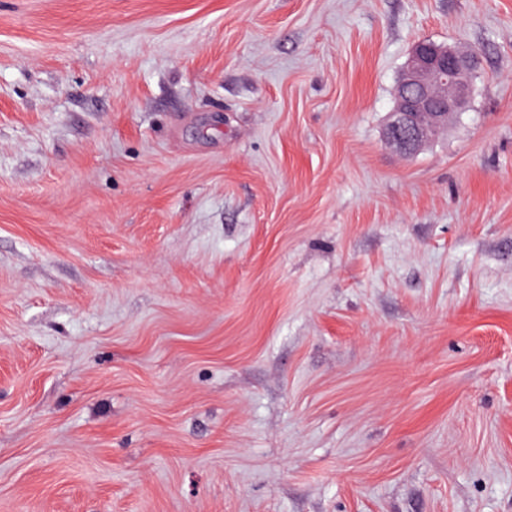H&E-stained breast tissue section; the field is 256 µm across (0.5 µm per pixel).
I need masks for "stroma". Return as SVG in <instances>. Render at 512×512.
Instances as JSON below:
<instances>
[{
  "label": "stroma",
  "mask_w": 512,
  "mask_h": 512,
  "mask_svg": "<svg viewBox=\"0 0 512 512\" xmlns=\"http://www.w3.org/2000/svg\"><path fill=\"white\" fill-rule=\"evenodd\" d=\"M0 512H512V0H0ZM470 55L433 41H419L412 49L399 80V101L386 128L389 143L410 152L435 137L448 113L460 112L472 91ZM418 89L409 97L404 89ZM414 113L425 116L422 123Z\"/></svg>",
  "instance_id": "stroma-1"
}]
</instances>
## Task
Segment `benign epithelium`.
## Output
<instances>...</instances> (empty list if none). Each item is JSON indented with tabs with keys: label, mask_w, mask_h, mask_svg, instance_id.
Here are the masks:
<instances>
[{
	"label": "benign epithelium",
	"mask_w": 512,
	"mask_h": 512,
	"mask_svg": "<svg viewBox=\"0 0 512 512\" xmlns=\"http://www.w3.org/2000/svg\"><path fill=\"white\" fill-rule=\"evenodd\" d=\"M470 55L454 47L423 40L412 49L399 80V101L386 128L389 143L410 152L435 137L448 114L459 112L470 97ZM418 89L409 97L403 90Z\"/></svg>",
	"instance_id": "1"
}]
</instances>
